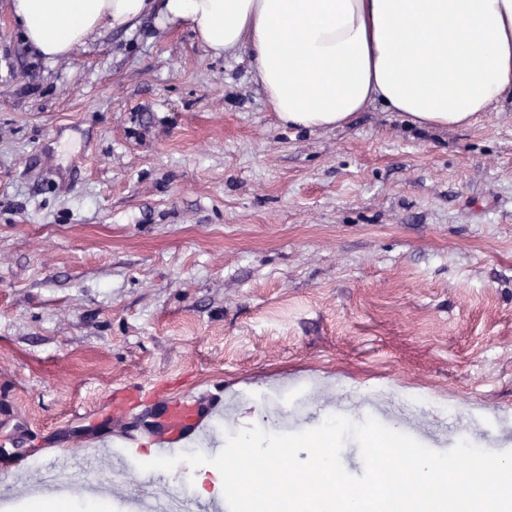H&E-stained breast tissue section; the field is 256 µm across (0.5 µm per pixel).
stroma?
I'll use <instances>...</instances> for the list:
<instances>
[{
    "label": "stroma",
    "mask_w": 512,
    "mask_h": 512,
    "mask_svg": "<svg viewBox=\"0 0 512 512\" xmlns=\"http://www.w3.org/2000/svg\"><path fill=\"white\" fill-rule=\"evenodd\" d=\"M129 384L158 394L113 410ZM185 392L211 457L332 414L512 450V97L448 130L378 102L291 129L244 52L147 17L49 62L0 0V471L23 477L0 512L89 443L125 473L63 512L176 494L189 467L143 471L125 438Z\"/></svg>",
    "instance_id": "obj_1"
}]
</instances>
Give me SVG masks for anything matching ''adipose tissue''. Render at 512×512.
<instances>
[{
  "mask_svg": "<svg viewBox=\"0 0 512 512\" xmlns=\"http://www.w3.org/2000/svg\"><path fill=\"white\" fill-rule=\"evenodd\" d=\"M11 12L47 60L154 13L214 56L247 53L285 127L337 128L377 101L456 128L512 94V0H12Z\"/></svg>",
  "mask_w": 512,
  "mask_h": 512,
  "instance_id": "1",
  "label": "adipose tissue"
}]
</instances>
